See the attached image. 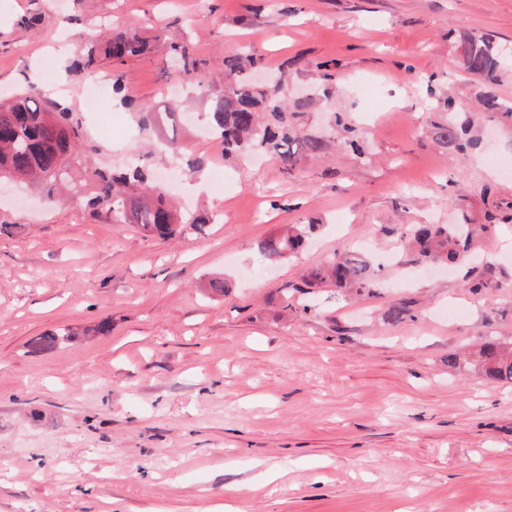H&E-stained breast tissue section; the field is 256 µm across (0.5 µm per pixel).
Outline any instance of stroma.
Here are the masks:
<instances>
[{"mask_svg":"<svg viewBox=\"0 0 512 512\" xmlns=\"http://www.w3.org/2000/svg\"><path fill=\"white\" fill-rule=\"evenodd\" d=\"M104 25L136 29L153 52L70 70ZM180 30L208 73L240 47L262 77L287 73L289 98L313 99L299 124L326 149L291 171L225 157L203 124L223 85L196 97L171 73ZM487 33L512 51V0H0V97L60 88L80 159L160 173L184 159L156 152L112 95L90 109L85 90L117 79L157 112L189 98L190 120L164 132L204 168L176 192L214 216L159 238L0 181V512H512V382L448 365L489 339L512 344V225L482 246L500 287L478 295L465 268L415 261L395 232L481 223L512 202V127L482 126L461 156L424 124L447 97L476 118L461 38ZM336 112L363 153L331 133ZM453 178L471 188L457 206ZM311 223L307 250L262 261L260 241ZM364 243L373 292L296 291L306 269ZM215 276L227 295L205 290ZM397 303L409 314L388 322ZM48 331L64 341L29 352Z\"/></svg>","mask_w":512,"mask_h":512,"instance_id":"obj_1","label":"stroma"}]
</instances>
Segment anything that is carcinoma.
Here are the masks:
<instances>
[{"mask_svg":"<svg viewBox=\"0 0 512 512\" xmlns=\"http://www.w3.org/2000/svg\"><path fill=\"white\" fill-rule=\"evenodd\" d=\"M152 42L133 28L112 29L90 39V44L74 61V67L88 69L104 61L122 63L130 56L152 52ZM181 61V69L195 75L205 72L206 60L198 57L190 41L171 43ZM465 68L479 76L483 91L479 103L485 118L512 126V103L496 93L501 75L512 65V55L501 50L489 35H468L462 40ZM257 63L251 55L241 53L224 56V94L217 97L207 115V123L224 144V154L233 157L246 152H261L293 169L298 163L296 146L309 153L323 151V139L302 133L290 118L311 104L309 100L293 103L287 111L283 87L260 89L248 77L247 70ZM446 111L441 122L431 125V136L445 151L464 153L477 144L468 119L455 116V103L446 98L438 102ZM333 133L344 146L362 155L363 146L356 129L341 113H336ZM81 150L80 124L75 113L62 100L46 98L35 88L12 100H0V178L31 180L52 201L67 183L83 177L92 189L83 197L85 207L92 211L105 210L120 220H128L142 230L167 236L187 226L205 224L209 219L197 216L186 220L167 191L154 182L151 170L131 165L120 169L73 171L70 158ZM315 224H295L287 233L261 242L260 254L268 265L292 258L306 245ZM498 224H412L405 229L417 250L418 259L448 265L463 262L475 248L480 237L497 234ZM327 283L340 290L361 293L376 286L370 274L368 260L357 251L345 249L325 263L305 272L301 277L302 291L319 288ZM59 335L47 332L30 342L33 353L54 349ZM456 369L473 368L489 381H512V349L495 341L485 342L474 357L460 362L448 357Z\"/></svg>","mask_w":512,"mask_h":512,"instance_id":"1","label":"carcinoma"}]
</instances>
